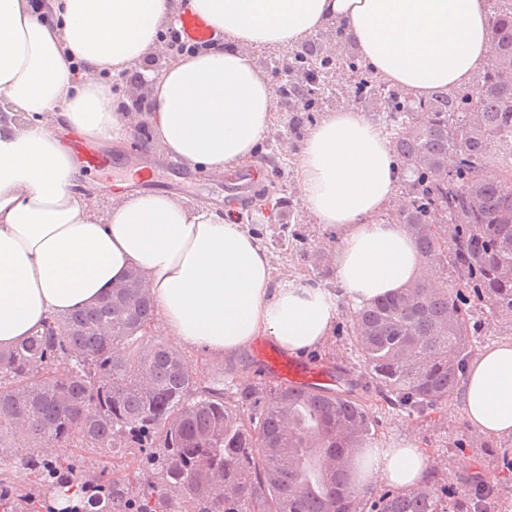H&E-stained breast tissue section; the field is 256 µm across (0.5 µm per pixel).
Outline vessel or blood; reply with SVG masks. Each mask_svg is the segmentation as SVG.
<instances>
[{
	"label": "vessel or blood",
	"mask_w": 512,
	"mask_h": 512,
	"mask_svg": "<svg viewBox=\"0 0 512 512\" xmlns=\"http://www.w3.org/2000/svg\"><path fill=\"white\" fill-rule=\"evenodd\" d=\"M178 27L183 41L189 44L209 42L216 39L218 35L215 26L187 5L182 8ZM65 143L83 168L98 169L110 166L112 163L109 155L88 149L77 138H66ZM255 178L256 173L251 169L238 171L234 176L225 178V195L229 197L246 195L251 190ZM253 351L261 366L263 377L273 386L315 393L333 380L326 368L283 353L270 341L263 339L257 341Z\"/></svg>",
	"instance_id": "vessel-or-blood-1"
}]
</instances>
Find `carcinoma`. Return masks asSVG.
I'll return each mask as SVG.
<instances>
[{"label":"carcinoma","mask_w":512,"mask_h":512,"mask_svg":"<svg viewBox=\"0 0 512 512\" xmlns=\"http://www.w3.org/2000/svg\"><path fill=\"white\" fill-rule=\"evenodd\" d=\"M490 9V64L467 92L412 101L353 53L323 51L319 37L279 76L296 134L328 99L329 76L350 71L413 176L394 219L421 272L351 313L341 387L303 395L235 376L201 385L179 349L146 334L155 300L128 275L110 296L0 349V512H502L495 482L453 489L436 468L418 488L359 489L350 454L385 447L378 410L421 419L448 409L479 343L476 311L512 330V0ZM490 160L495 181L483 177ZM65 442L88 455L129 451L140 464L111 478L83 457L38 453ZM474 447L512 470L511 445ZM311 457L330 477L317 480Z\"/></svg>","instance_id":"carcinoma-1"}]
</instances>
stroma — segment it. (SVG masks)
I'll return each mask as SVG.
<instances>
[{"mask_svg":"<svg viewBox=\"0 0 512 512\" xmlns=\"http://www.w3.org/2000/svg\"><path fill=\"white\" fill-rule=\"evenodd\" d=\"M272 154H260L254 165L262 177L257 188L247 200L233 204L224 198V176L192 170L189 182L168 188L169 196L193 207L209 203L219 208H233L259 238L268 252L278 279L303 280L315 288L335 289V277L317 278L308 270L301 253L319 251L326 255L336 252L335 229L315 223L306 210L299 191V171L297 158L301 136L288 131V109L278 106L275 121L267 137ZM103 149L113 160L135 159L137 164L146 166L150 161L162 160L165 153L146 123L145 117H138L131 138L122 143H104ZM276 200L287 198L290 209L271 213L260 206V199ZM349 308H341L332 336L324 346L309 350V357L319 360L328 369H335L338 362H349L351 336L347 318ZM186 356L192 367L202 368L203 384L223 377L227 370H235L238 377H253L258 364L251 350H243L239 355L214 360L203 352L187 350ZM377 431L388 445L411 443L427 455L429 460H445L443 477L450 487L456 488L468 482L469 477L462 472L463 460H471L475 471L487 479L497 482L504 496L512 498V474L503 472L495 458L481 457L478 449L472 448V428L465 417L460 401H453L447 411L432 414L428 419H414L406 414H383L378 418Z\"/></svg>","mask_w":512,"mask_h":512,"instance_id":"stroma-1","label":"stroma"}]
</instances>
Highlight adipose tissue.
Here are the masks:
<instances>
[{
	"label": "adipose tissue",
	"instance_id": "adipose-tissue-1",
	"mask_svg": "<svg viewBox=\"0 0 512 512\" xmlns=\"http://www.w3.org/2000/svg\"><path fill=\"white\" fill-rule=\"evenodd\" d=\"M224 42L147 72V121L159 145L191 168L256 162L277 111L254 54L302 45L333 26L365 65L415 100L465 90L490 59L488 0H191ZM0 0V346L47 317L95 302L138 271L170 336L233 356L267 336L290 353L324 344L340 302L359 307L420 273L410 234L386 219L406 174L383 127L355 109L313 125L299 154V188L317 223L339 232L340 294L279 282L266 249L234 213L133 193L98 217L79 198V166L53 126L85 141L123 140L110 77L156 47L171 0ZM80 74H73V67ZM24 122L14 120V113ZM477 431L512 434V339L485 347L461 384ZM428 460L406 444L375 460L373 476L406 490Z\"/></svg>",
	"mask_w": 512,
	"mask_h": 512
}]
</instances>
